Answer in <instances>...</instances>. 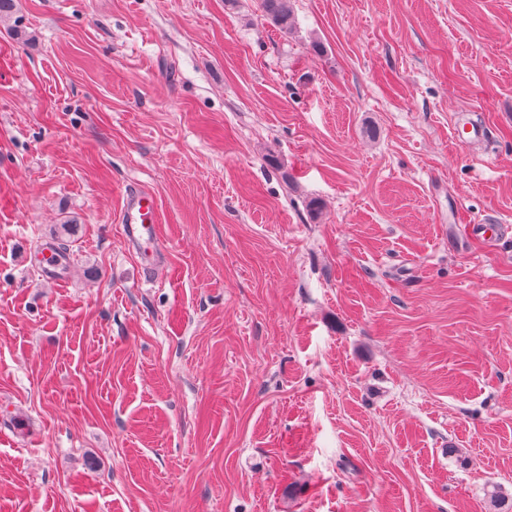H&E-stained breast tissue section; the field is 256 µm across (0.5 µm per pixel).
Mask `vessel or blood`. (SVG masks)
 I'll use <instances>...</instances> for the list:
<instances>
[{
	"mask_svg": "<svg viewBox=\"0 0 512 512\" xmlns=\"http://www.w3.org/2000/svg\"><path fill=\"white\" fill-rule=\"evenodd\" d=\"M121 222L127 242L141 251L145 259V271L153 272L158 247L154 234L157 222V201L154 195L142 190L127 192Z\"/></svg>",
	"mask_w": 512,
	"mask_h": 512,
	"instance_id": "vessel-or-blood-1",
	"label": "vessel or blood"
}]
</instances>
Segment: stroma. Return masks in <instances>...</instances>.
<instances>
[{
  "mask_svg": "<svg viewBox=\"0 0 512 512\" xmlns=\"http://www.w3.org/2000/svg\"><path fill=\"white\" fill-rule=\"evenodd\" d=\"M290 6L0 19V512L512 497V0ZM261 5L266 16L281 30L292 28L294 21L288 0H262ZM157 223V201L153 194L134 190L127 192L121 211V224L127 242L144 256V270L151 274L156 267L158 242L154 234Z\"/></svg>",
  "mask_w": 512,
  "mask_h": 512,
  "instance_id": "1",
  "label": "stroma"
}]
</instances>
